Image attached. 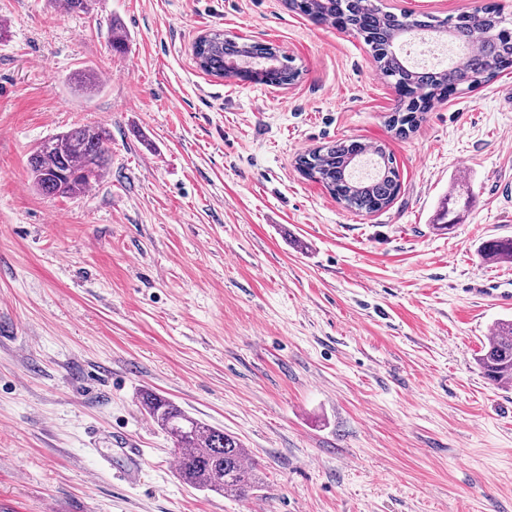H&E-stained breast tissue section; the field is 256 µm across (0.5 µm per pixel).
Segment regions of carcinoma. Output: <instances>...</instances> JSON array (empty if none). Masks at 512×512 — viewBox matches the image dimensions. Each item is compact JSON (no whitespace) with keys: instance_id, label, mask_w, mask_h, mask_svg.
Returning a JSON list of instances; mask_svg holds the SVG:
<instances>
[{"instance_id":"cac0c4a2","label":"carcinoma","mask_w":512,"mask_h":512,"mask_svg":"<svg viewBox=\"0 0 512 512\" xmlns=\"http://www.w3.org/2000/svg\"><path fill=\"white\" fill-rule=\"evenodd\" d=\"M289 8L327 22L343 19L346 27L370 47L376 67L407 88L391 119L392 126L405 133L414 126L431 103L450 88H475L512 68V31L496 10L484 8L472 14L440 19L424 15L383 12L373 0H288ZM425 37L445 35L456 45L480 44L461 66L412 67L394 50L404 35ZM246 52L254 59L277 57L270 45L227 41L219 31L195 45L200 68L209 75H225V59ZM268 82L280 86L299 76L295 67L282 65L264 72ZM108 129L78 127L40 141L28 158L37 189L47 197L72 198L107 174ZM363 151L354 140L330 142L298 158L301 170L345 207L374 213L387 208L400 190V175L393 156L382 145L372 148L380 158L382 173L363 181L345 173L347 158ZM483 258L492 262H512V239H492L482 246ZM477 363L484 376L495 384L512 382V320L496 322L482 346ZM141 404L152 421L174 441L178 451L177 474L183 483L216 494L239 498L257 490L256 468L246 462L247 449L238 438L189 415L171 400L152 391L141 394Z\"/></svg>"}]
</instances>
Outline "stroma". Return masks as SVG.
Wrapping results in <instances>:
<instances>
[{"instance_id": "1", "label": "stroma", "mask_w": 512, "mask_h": 512, "mask_svg": "<svg viewBox=\"0 0 512 512\" xmlns=\"http://www.w3.org/2000/svg\"><path fill=\"white\" fill-rule=\"evenodd\" d=\"M379 2L512 22V0ZM0 23V512H512V384L475 361L512 317L493 299L512 263L479 252L512 238V69L401 135L369 48L286 0H0ZM213 30L299 79L204 73ZM83 126L109 130L108 173L42 195L32 147ZM338 139L394 155L389 207L347 209L299 169ZM146 390L237 437L258 490L179 480ZM115 433L144 450L138 483L104 457Z\"/></svg>"}]
</instances>
